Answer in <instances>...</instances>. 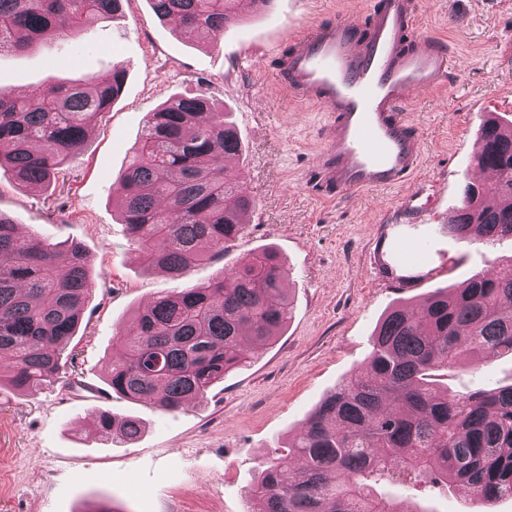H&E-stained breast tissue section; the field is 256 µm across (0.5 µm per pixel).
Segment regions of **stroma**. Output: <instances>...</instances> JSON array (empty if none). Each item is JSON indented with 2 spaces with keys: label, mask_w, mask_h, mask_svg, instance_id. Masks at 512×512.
Wrapping results in <instances>:
<instances>
[{
  "label": "stroma",
  "mask_w": 512,
  "mask_h": 512,
  "mask_svg": "<svg viewBox=\"0 0 512 512\" xmlns=\"http://www.w3.org/2000/svg\"><path fill=\"white\" fill-rule=\"evenodd\" d=\"M369 0H269L223 41L203 45L147 0H123L77 41L50 40L0 55V92L24 95L60 81L125 73L123 91L92 124L56 184L35 192L0 172V214L22 234L79 245L92 261V295L61 362L78 388L0 389V512H252L247 496L261 463L277 457L307 416L352 370L394 306L512 262V239L492 246L450 236L461 187L477 181L473 155L483 122H512V0H418L421 30L446 39L459 65L445 85L411 101L406 117L424 143L407 184L325 197L315 175L326 115L278 82L288 38L341 16L363 18ZM253 65L241 63L245 48ZM173 95L202 96L243 141L239 161L256 202L249 226L224 256L180 280L138 259L114 201V183L148 112ZM288 270L292 316L251 365L207 397L165 413L119 394L102 397L112 340L159 295L232 270L256 248ZM454 392L512 384V357L439 376ZM136 418L130 443H102L99 411ZM382 493L428 512H467L466 496L421 485Z\"/></svg>",
  "instance_id": "1"
}]
</instances>
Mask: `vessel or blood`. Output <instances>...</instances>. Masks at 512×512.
<instances>
[{
	"label": "vessel or blood",
	"mask_w": 512,
	"mask_h": 512,
	"mask_svg": "<svg viewBox=\"0 0 512 512\" xmlns=\"http://www.w3.org/2000/svg\"><path fill=\"white\" fill-rule=\"evenodd\" d=\"M414 0H371L365 22L340 17L290 38L277 77L293 96L327 112L319 182L363 194L408 183L422 144L404 114L415 91L447 81L451 53L421 35Z\"/></svg>",
	"instance_id": "vessel-or-blood-1"
}]
</instances>
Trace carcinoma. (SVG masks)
Instances as JSON below:
<instances>
[{
  "label": "carcinoma",
  "mask_w": 512,
  "mask_h": 512,
  "mask_svg": "<svg viewBox=\"0 0 512 512\" xmlns=\"http://www.w3.org/2000/svg\"><path fill=\"white\" fill-rule=\"evenodd\" d=\"M122 0H0V52L74 39L118 11ZM156 16L213 44L240 18L235 0H149ZM116 68L30 97L0 95V169L28 190L56 180L97 117L115 100ZM241 142L224 113L201 96H173L149 113L119 175L122 223L139 260L172 279L231 248L254 200L237 166ZM476 167L491 182H468L448 217V235L490 246L512 238V125L482 126ZM237 200L234 211L225 208ZM87 253L67 242L21 235L0 214V388L21 393L61 385L63 346L81 320L93 282ZM288 272L270 250L245 254L234 270L165 293L117 332L108 387L165 412L206 397L228 372L251 363L292 314ZM512 354V264L476 273L456 288L391 309L376 327L365 364L336 385L287 453L264 463L248 496L253 512H427L380 492L384 481L441 484L483 502L512 497V384L469 393L436 386L439 372L478 368ZM107 440L132 441L138 420L93 418Z\"/></svg>",
  "instance_id": "1"
}]
</instances>
